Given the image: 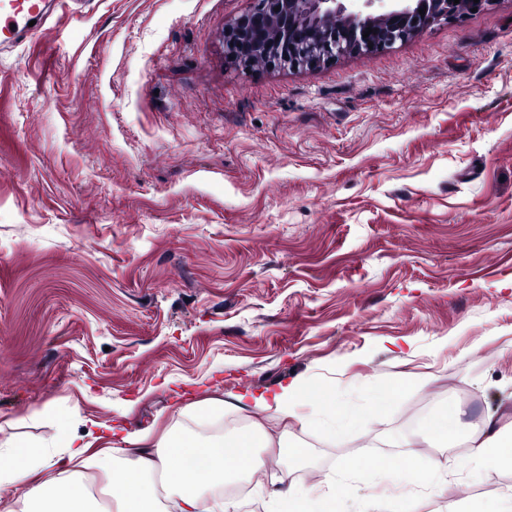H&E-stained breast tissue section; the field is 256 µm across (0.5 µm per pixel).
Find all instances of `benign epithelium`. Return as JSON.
I'll use <instances>...</instances> for the list:
<instances>
[{
    "label": "benign epithelium",
    "mask_w": 512,
    "mask_h": 512,
    "mask_svg": "<svg viewBox=\"0 0 512 512\" xmlns=\"http://www.w3.org/2000/svg\"><path fill=\"white\" fill-rule=\"evenodd\" d=\"M424 13H419V10ZM454 0H253L224 31V54L252 68H311L348 53L379 52L437 21L460 17ZM374 29L363 37L367 28Z\"/></svg>",
    "instance_id": "obj_1"
}]
</instances>
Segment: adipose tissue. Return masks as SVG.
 I'll return each mask as SVG.
<instances>
[{
  "instance_id": "obj_1",
  "label": "adipose tissue",
  "mask_w": 512,
  "mask_h": 512,
  "mask_svg": "<svg viewBox=\"0 0 512 512\" xmlns=\"http://www.w3.org/2000/svg\"><path fill=\"white\" fill-rule=\"evenodd\" d=\"M376 387V381L366 383L364 403L357 409L330 385L302 375L276 389L247 390L233 399L237 409L260 410L278 422L299 419L301 406L309 405L313 421L333 442L370 424L380 407ZM131 409V404H122L111 423L101 425L97 439L104 447L95 453L74 433L41 440L0 439V512H236L223 491L262 465L260 423L204 438L183 425L187 408L179 405L165 431H130L122 421ZM467 415L462 403L452 402L426 418L415 433L391 434V446L404 451L401 471L411 484L422 481L414 450L423 442L449 455L447 470L435 473L440 488L464 474L512 469V409L504 406L476 421ZM462 437L469 446L455 452L454 443ZM174 456L182 464L172 470L168 461ZM307 457L304 446L289 444L283 458L288 488L271 495L269 512H343L335 476L316 486L294 480Z\"/></svg>"
}]
</instances>
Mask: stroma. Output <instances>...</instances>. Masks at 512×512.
<instances>
[{
	"mask_svg": "<svg viewBox=\"0 0 512 512\" xmlns=\"http://www.w3.org/2000/svg\"><path fill=\"white\" fill-rule=\"evenodd\" d=\"M252 0H95L0 57V422L83 434L136 399L130 428L228 433L207 400L305 375L392 401L346 445L266 424L240 512L297 476L353 472L423 407L512 405V0H489L380 52L249 70L224 31ZM411 342L397 359L389 340ZM431 384L391 391L408 374ZM422 512L512 488L502 469L434 488ZM375 472L345 512L413 492Z\"/></svg>",
	"mask_w": 512,
	"mask_h": 512,
	"instance_id": "stroma-1",
	"label": "stroma"
}]
</instances>
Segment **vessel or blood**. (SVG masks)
Returning a JSON list of instances; mask_svg holds the SVG:
<instances>
[{"mask_svg": "<svg viewBox=\"0 0 512 512\" xmlns=\"http://www.w3.org/2000/svg\"><path fill=\"white\" fill-rule=\"evenodd\" d=\"M92 0H0V55L45 31L56 12L78 13Z\"/></svg>", "mask_w": 512, "mask_h": 512, "instance_id": "1", "label": "vessel or blood"}]
</instances>
